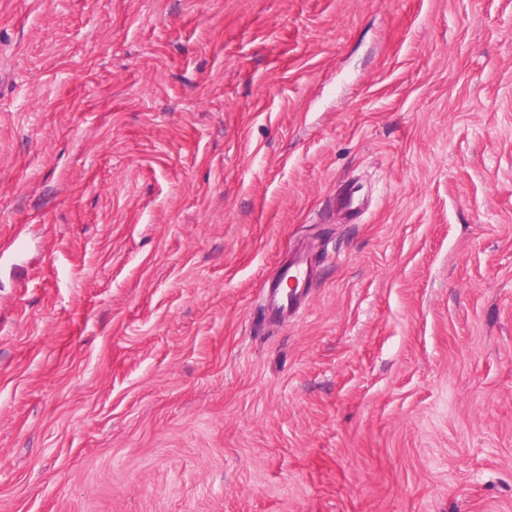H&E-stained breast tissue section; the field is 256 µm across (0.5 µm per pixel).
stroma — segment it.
<instances>
[{
  "mask_svg": "<svg viewBox=\"0 0 512 512\" xmlns=\"http://www.w3.org/2000/svg\"><path fill=\"white\" fill-rule=\"evenodd\" d=\"M2 254L0 512H512V0H0ZM309 282L308 255L298 253L293 258H288V261L281 264L266 288L269 314L274 317H286L295 313L305 297V289ZM285 283L291 284V288H284Z\"/></svg>",
  "mask_w": 512,
  "mask_h": 512,
  "instance_id": "1",
  "label": "stroma"
}]
</instances>
